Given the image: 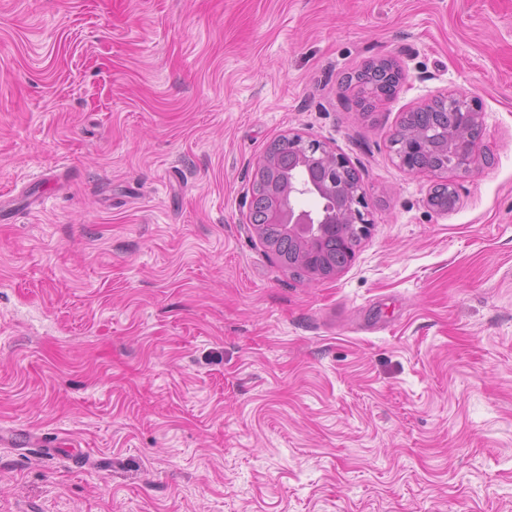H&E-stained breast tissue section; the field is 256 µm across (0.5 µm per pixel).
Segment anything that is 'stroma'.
I'll return each instance as SVG.
<instances>
[{"instance_id":"obj_1","label":"stroma","mask_w":512,"mask_h":512,"mask_svg":"<svg viewBox=\"0 0 512 512\" xmlns=\"http://www.w3.org/2000/svg\"><path fill=\"white\" fill-rule=\"evenodd\" d=\"M395 96L359 114L348 74ZM477 98L458 204L406 112ZM349 158L337 277L251 224L285 136ZM0 512H512V0H0ZM356 79L357 82L361 84L374 83L380 89L381 92L387 93L389 95L395 92V87L398 83L396 75L388 74V70H386L385 68L375 69L371 66L364 72L359 73L356 76ZM380 91L377 90L375 93L368 89V91L366 92L371 96H375L378 94H382Z\"/></svg>"}]
</instances>
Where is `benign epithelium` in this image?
Returning <instances> with one entry per match:
<instances>
[{
	"instance_id": "1",
	"label": "benign epithelium",
	"mask_w": 512,
	"mask_h": 512,
	"mask_svg": "<svg viewBox=\"0 0 512 512\" xmlns=\"http://www.w3.org/2000/svg\"><path fill=\"white\" fill-rule=\"evenodd\" d=\"M456 114L458 128L450 133L444 131L437 137L406 123L400 124L395 138L402 141L403 148L396 152L399 164L410 170L413 156L433 142L451 149L458 156V165L452 171L431 172L439 186L448 187V206L454 207L457 200L456 177L471 172L483 161L484 151L479 142H472L464 136V130L471 125H482V107L474 98L457 92H446L425 104L427 110L437 104ZM288 148L294 154L295 167L281 168L272 151H267L259 163L256 178L267 190V224H279L288 237L300 244L296 265L308 272V280L314 281L337 276L341 267L331 270L325 267L324 257L317 248V242L336 232V225L349 228L347 243L353 242V232L368 234L369 220L365 218L366 192L361 182L350 184L345 181L346 171L352 169L350 161L321 144L304 142L294 135L288 138ZM310 197L323 201L322 206L313 209L298 207V201Z\"/></svg>"
}]
</instances>
